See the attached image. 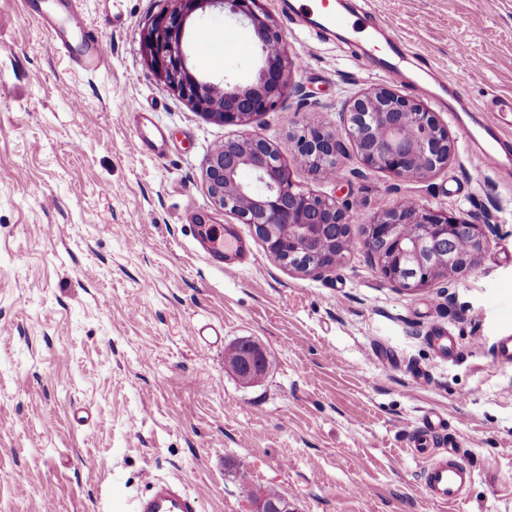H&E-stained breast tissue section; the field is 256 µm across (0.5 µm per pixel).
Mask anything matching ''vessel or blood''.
Here are the masks:
<instances>
[{
  "label": "vessel or blood",
  "mask_w": 512,
  "mask_h": 512,
  "mask_svg": "<svg viewBox=\"0 0 512 512\" xmlns=\"http://www.w3.org/2000/svg\"><path fill=\"white\" fill-rule=\"evenodd\" d=\"M298 17H315L317 25L343 30L356 41L369 34L368 23L361 18H350L337 14L334 0H316L315 6L299 5ZM41 24L54 40V44L68 54L90 73L101 70L105 65L104 57L94 49L96 33L85 24L81 14L75 9H67L63 19L45 15ZM382 64L386 75L393 81L404 82L408 71L403 65V53L396 41H388ZM131 112L139 116V125L131 139L135 152L149 151L162 154L166 135L154 125L147 114L141 113L138 103H130ZM501 112L490 108L482 113L480 120L465 125L462 134L466 143L474 145L479 155L489 168L500 169L505 160L508 145L499 134ZM207 247L215 254L238 253L244 248L243 243L235 238L224 236L219 229H211ZM445 422L434 412L426 413L420 419L416 434L424 439L425 448L420 449V456L425 457L422 472V489L426 497L434 503L447 506L461 499L475 473L464 457L457 452L452 441L443 436ZM199 496L183 491L176 484L158 482L151 494L133 501L131 512H198Z\"/></svg>",
  "instance_id": "1"
}]
</instances>
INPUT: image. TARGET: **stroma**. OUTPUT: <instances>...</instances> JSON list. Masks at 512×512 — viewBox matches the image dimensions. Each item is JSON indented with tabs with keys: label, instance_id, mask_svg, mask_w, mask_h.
I'll use <instances>...</instances> for the list:
<instances>
[{
	"label": "stroma",
	"instance_id": "1",
	"mask_svg": "<svg viewBox=\"0 0 512 512\" xmlns=\"http://www.w3.org/2000/svg\"><path fill=\"white\" fill-rule=\"evenodd\" d=\"M167 4L81 0L108 62L92 74L35 19L62 15V0H0V512H128L150 475L199 493V512H246V488L266 486L291 512H512V366L492 356L512 332V171L483 167L460 130L512 103V0H341V14L381 25L359 42L307 34L261 0L302 91L250 129L284 147L304 125L325 127L343 148L338 181L296 164L292 178L353 201L348 250L309 275L211 202L205 158L239 129L149 70L143 34ZM208 28L245 51L196 46L193 67L253 78V33L225 17ZM388 30L415 79L394 91L454 142L424 179L363 166L347 134L346 99L383 81L362 57L381 56ZM458 84L467 98L452 113ZM133 101L165 129L163 155L130 150ZM401 200L489 215L479 265L414 292L383 279L362 241ZM203 223L241 238L243 259H213ZM241 340L269 357L249 384L224 363ZM429 411L475 471L451 507L420 487L412 437Z\"/></svg>",
	"mask_w": 512,
	"mask_h": 512
}]
</instances>
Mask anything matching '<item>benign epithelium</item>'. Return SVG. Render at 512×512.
Segmentation results:
<instances>
[{
  "mask_svg": "<svg viewBox=\"0 0 512 512\" xmlns=\"http://www.w3.org/2000/svg\"><path fill=\"white\" fill-rule=\"evenodd\" d=\"M228 13L247 22L260 45L255 75L229 83L201 75L190 63L189 22ZM144 55L154 75L210 120L247 126L273 110L295 89L296 57L271 23L259 0H172L145 30ZM349 136L367 167L395 177L422 178L448 163V130L413 100L387 86L351 97L345 105ZM290 158L325 178L337 167L340 144L329 131L310 125L290 137ZM205 182L214 205L248 224L278 264L309 274L330 268L345 246L351 203L305 191L294 184L285 153L247 130L224 140L205 158ZM495 225L478 216L458 219L439 209L400 201L368 225L363 248L394 287L415 291L478 264ZM232 370L244 383L262 376L265 351L243 341ZM248 512H273L262 489L248 496Z\"/></svg>",
  "mask_w": 512,
  "mask_h": 512,
  "instance_id": "obj_1",
  "label": "benign epithelium"
}]
</instances>
